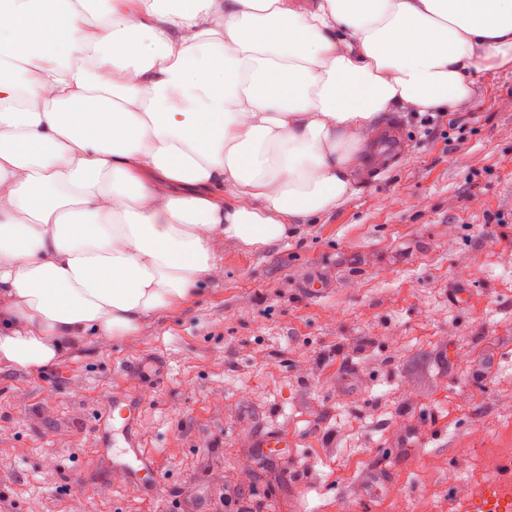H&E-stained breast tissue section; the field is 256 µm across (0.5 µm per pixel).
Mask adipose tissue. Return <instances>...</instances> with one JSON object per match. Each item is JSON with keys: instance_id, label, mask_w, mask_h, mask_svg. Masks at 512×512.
Returning <instances> with one entry per match:
<instances>
[{"instance_id": "adipose-tissue-1", "label": "adipose tissue", "mask_w": 512, "mask_h": 512, "mask_svg": "<svg viewBox=\"0 0 512 512\" xmlns=\"http://www.w3.org/2000/svg\"><path fill=\"white\" fill-rule=\"evenodd\" d=\"M0 0V367L194 296L358 192L380 120L512 67V0Z\"/></svg>"}]
</instances>
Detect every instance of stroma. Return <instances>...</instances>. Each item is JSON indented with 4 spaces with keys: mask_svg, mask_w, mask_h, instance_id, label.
<instances>
[{
    "mask_svg": "<svg viewBox=\"0 0 512 512\" xmlns=\"http://www.w3.org/2000/svg\"><path fill=\"white\" fill-rule=\"evenodd\" d=\"M181 308L0 371V512H463L512 461V69ZM156 473L128 487L115 403ZM274 432L280 448H259Z\"/></svg>",
    "mask_w": 512,
    "mask_h": 512,
    "instance_id": "1",
    "label": "stroma"
}]
</instances>
